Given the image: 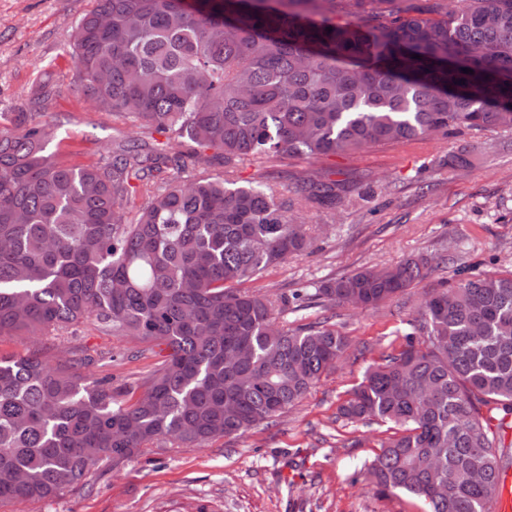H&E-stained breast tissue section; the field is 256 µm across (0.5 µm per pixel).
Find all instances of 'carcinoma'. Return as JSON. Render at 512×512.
Masks as SVG:
<instances>
[{"label":"carcinoma","instance_id":"carcinoma-1","mask_svg":"<svg viewBox=\"0 0 512 512\" xmlns=\"http://www.w3.org/2000/svg\"><path fill=\"white\" fill-rule=\"evenodd\" d=\"M71 43L85 95L217 151L227 174L250 159L512 132V0L424 12L410 0H93ZM36 115L0 127V335L92 319L168 354L132 402L86 374L88 358L0 357V510L83 489L107 462L277 423L350 347L327 320L284 325L285 310L373 308L432 271L410 258L275 301L244 284L312 249L294 202L334 211L348 185L306 175L292 201L267 184L183 180L172 172L185 154L140 138L104 165L67 166ZM135 180L148 201L128 224ZM409 326L339 414L393 425L367 467L378 492L489 512L512 465L500 437L512 429V271L432 289Z\"/></svg>","mask_w":512,"mask_h":512}]
</instances>
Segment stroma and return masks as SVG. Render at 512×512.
<instances>
[{
  "label": "stroma",
  "mask_w": 512,
  "mask_h": 512,
  "mask_svg": "<svg viewBox=\"0 0 512 512\" xmlns=\"http://www.w3.org/2000/svg\"><path fill=\"white\" fill-rule=\"evenodd\" d=\"M92 0H0V127L14 113L39 105L54 130L47 151L78 166L106 163L113 150L146 132L116 118L77 88L70 35ZM469 163L450 167L455 143ZM374 194L336 211L299 207L306 224L320 226L312 254L293 257L253 281L271 297L369 266L443 253L416 287L368 310L314 306L285 313L291 327L331 316L351 348L276 427L221 438L195 448L152 451L122 466L103 468L88 490L10 512H423L405 493L379 495L366 466L390 433L389 424L352 423L338 409L367 367L398 349L424 292L455 282L463 269L512 268V134L463 132L404 145L372 146L354 154L311 159H253L233 172L239 183L268 182L288 193L295 177L323 172ZM42 348L49 361L69 353L93 356L87 374L135 388L165 357L132 337L84 322L53 338L0 336V356Z\"/></svg>",
  "instance_id": "35a3bbf8"
}]
</instances>
